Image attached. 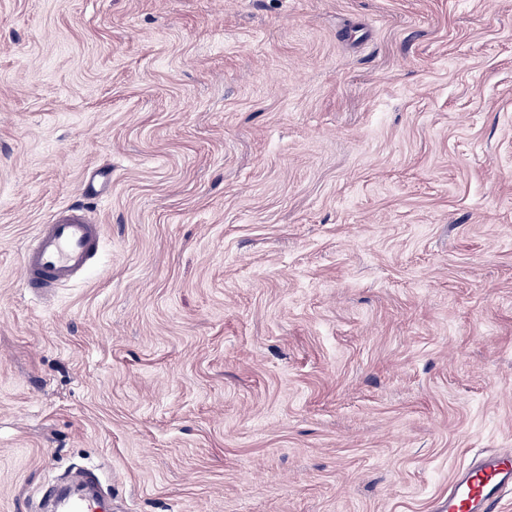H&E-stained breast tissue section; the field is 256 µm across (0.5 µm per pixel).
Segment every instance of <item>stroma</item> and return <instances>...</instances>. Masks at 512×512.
I'll return each instance as SVG.
<instances>
[{
	"label": "stroma",
	"instance_id": "stroma-1",
	"mask_svg": "<svg viewBox=\"0 0 512 512\" xmlns=\"http://www.w3.org/2000/svg\"><path fill=\"white\" fill-rule=\"evenodd\" d=\"M510 448L512 0H0V512H446ZM84 211L63 206L37 226L20 263V279L30 293L45 295L77 279L99 253L102 226L92 223Z\"/></svg>",
	"mask_w": 512,
	"mask_h": 512
}]
</instances>
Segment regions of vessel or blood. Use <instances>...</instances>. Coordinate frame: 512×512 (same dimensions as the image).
Instances as JSON below:
<instances>
[{
	"mask_svg": "<svg viewBox=\"0 0 512 512\" xmlns=\"http://www.w3.org/2000/svg\"><path fill=\"white\" fill-rule=\"evenodd\" d=\"M102 243L101 225L92 223L83 209L58 208L26 244L20 279L30 293L46 294L84 273ZM511 487L512 456L483 454L453 477L447 512H499L502 494Z\"/></svg>",
	"mask_w": 512,
	"mask_h": 512,
	"instance_id": "vessel-or-blood-1",
	"label": "vessel or blood"
}]
</instances>
